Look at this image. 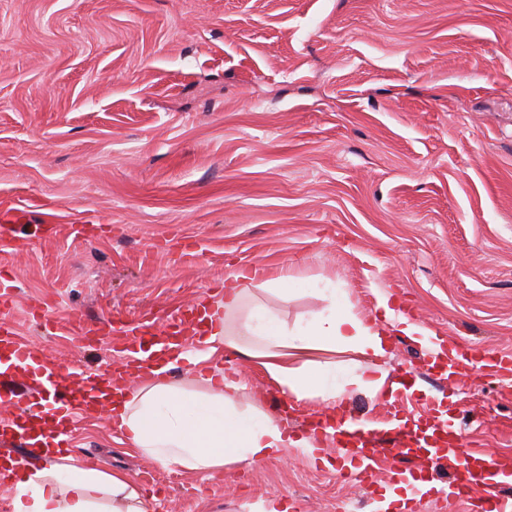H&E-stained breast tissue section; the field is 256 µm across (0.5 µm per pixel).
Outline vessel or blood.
<instances>
[{"mask_svg": "<svg viewBox=\"0 0 512 512\" xmlns=\"http://www.w3.org/2000/svg\"><path fill=\"white\" fill-rule=\"evenodd\" d=\"M117 347L129 368H150L158 361L173 358L190 339V328L162 332L150 338L140 324H126ZM0 351L9 365L0 372V398L14 404V412L0 419V458L12 457L6 439L21 437L32 448H50L59 456L69 452V436L77 414L91 410L99 402L102 389L113 386L112 375L56 363L28 338L15 330L0 328ZM502 380L512 378V353L484 348H457L431 354L428 372L439 380L455 382L467 366ZM452 409L442 401L427 403L418 419L402 416L391 408L388 429L354 415L314 416L312 431L332 429L331 439L343 460L341 477L372 488L374 464L383 446H390L399 463L388 474L390 483L418 488L424 470L446 462L451 473L448 486L438 488L439 497L449 507L470 502L473 512H512V498L495 492L473 498L472 489L487 484L496 474H512V465L488 461L487 451L466 449L463 436L452 426Z\"/></svg>", "mask_w": 512, "mask_h": 512, "instance_id": "b4317fda", "label": "vessel or blood"}]
</instances>
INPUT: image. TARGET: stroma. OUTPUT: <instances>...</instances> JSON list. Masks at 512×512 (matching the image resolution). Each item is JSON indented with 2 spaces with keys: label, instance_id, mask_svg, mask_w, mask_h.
I'll return each instance as SVG.
<instances>
[{
  "label": "stroma",
  "instance_id": "1",
  "mask_svg": "<svg viewBox=\"0 0 512 512\" xmlns=\"http://www.w3.org/2000/svg\"><path fill=\"white\" fill-rule=\"evenodd\" d=\"M14 222L0 325L62 362L95 368L103 352L35 313L160 332L238 273L290 327L328 285L363 320L387 293L446 340L512 351V0H0V226ZM428 352L392 333L383 365L412 370L414 394L361 389L344 409L419 416L448 393L422 373ZM222 367L290 432L327 409L232 352ZM456 405L467 446L512 461V388L473 373ZM71 455L133 477L154 512L278 498L337 512L364 496L332 450L162 467L105 408L76 418Z\"/></svg>",
  "mask_w": 512,
  "mask_h": 512
}]
</instances>
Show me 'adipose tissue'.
Instances as JSON below:
<instances>
[{"label": "adipose tissue", "mask_w": 512, "mask_h": 512, "mask_svg": "<svg viewBox=\"0 0 512 512\" xmlns=\"http://www.w3.org/2000/svg\"><path fill=\"white\" fill-rule=\"evenodd\" d=\"M241 274L224 280V298L210 316L201 340L200 369L188 386L167 382L164 368L133 379L111 405L112 420L131 448L162 466L213 472L232 465H257L278 458L288 447L314 453L321 437L288 432L259 408L244 411V387L225 379L207 363L232 350L264 369L283 393L300 401L318 397L329 406L355 387L381 392L390 373L380 361L389 352V333L379 322H365L348 305H337L336 291L324 289L325 309L306 324L290 329L274 308L244 312L249 293ZM351 352L363 359L368 376L331 382L336 355ZM14 512H154L129 476L78 465L31 464L16 478Z\"/></svg>", "instance_id": "1"}]
</instances>
